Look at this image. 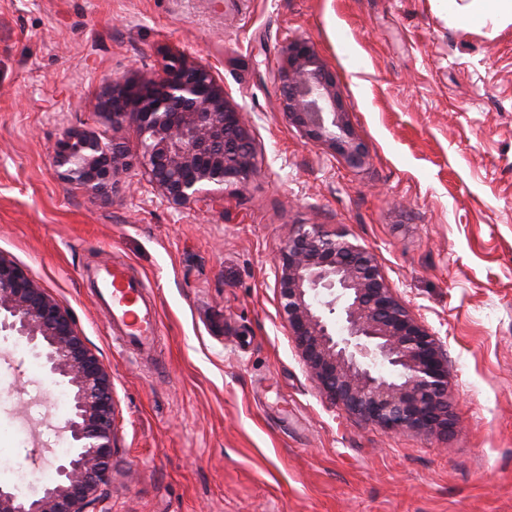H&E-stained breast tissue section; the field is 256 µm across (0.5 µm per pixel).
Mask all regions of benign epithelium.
<instances>
[{"label":"benign epithelium","instance_id":"1","mask_svg":"<svg viewBox=\"0 0 512 512\" xmlns=\"http://www.w3.org/2000/svg\"><path fill=\"white\" fill-rule=\"evenodd\" d=\"M279 103L306 143L350 168L367 151L343 107L336 75L302 38L285 44L277 67ZM112 130L130 121L142 163L165 200L203 207L215 192L243 185L256 171L250 128L205 65L174 57L157 76L114 81L105 101ZM53 162L63 179L106 194L133 165L119 142L69 131ZM289 336L322 391L340 409L388 430H448V362L440 340L397 298L369 250L320 224H300L275 270ZM26 342L49 372L73 390L61 427L71 452L58 480L29 498L0 485V512H109L115 451L112 378L71 314L25 269L0 254V333ZM388 364L395 376L375 371Z\"/></svg>","mask_w":512,"mask_h":512}]
</instances>
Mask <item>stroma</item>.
Returning <instances> with one entry per match:
<instances>
[{"label":"stroma","instance_id":"obj_1","mask_svg":"<svg viewBox=\"0 0 512 512\" xmlns=\"http://www.w3.org/2000/svg\"><path fill=\"white\" fill-rule=\"evenodd\" d=\"M339 79L369 149L344 166L279 107L287 40ZM208 64L241 107L257 171L207 210L143 168L100 197L62 179L76 129L139 149L104 115L112 81ZM371 251L448 360V436L346 414L278 313L274 265L297 225ZM0 254L72 314L112 374L110 512H512V24L446 0H0ZM126 262L157 304L145 359L116 346L84 277ZM0 335V484L63 423L57 382ZM41 408H33L34 396Z\"/></svg>","mask_w":512,"mask_h":512}]
</instances>
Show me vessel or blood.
Here are the masks:
<instances>
[{
    "label": "vessel or blood",
    "mask_w": 512,
    "mask_h": 512,
    "mask_svg": "<svg viewBox=\"0 0 512 512\" xmlns=\"http://www.w3.org/2000/svg\"><path fill=\"white\" fill-rule=\"evenodd\" d=\"M98 302L107 309L119 344L136 354L149 356L160 328L159 313L150 304L144 279L121 266H103L93 271Z\"/></svg>",
    "instance_id": "obj_1"
}]
</instances>
